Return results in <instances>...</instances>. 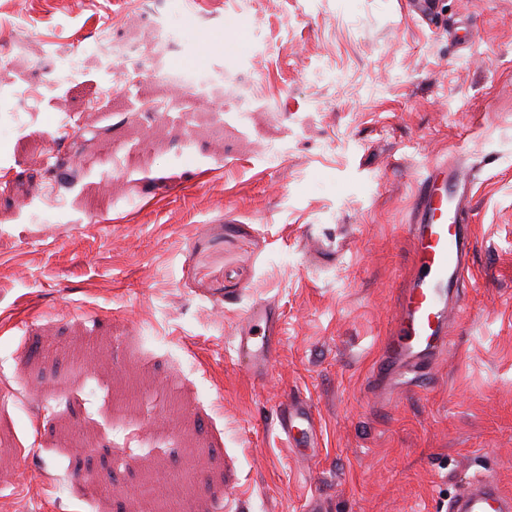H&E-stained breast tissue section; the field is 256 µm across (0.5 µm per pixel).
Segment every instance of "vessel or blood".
Segmentation results:
<instances>
[{"mask_svg":"<svg viewBox=\"0 0 512 512\" xmlns=\"http://www.w3.org/2000/svg\"><path fill=\"white\" fill-rule=\"evenodd\" d=\"M474 178L466 170L437 162L417 183L413 220L406 230L414 251V274L400 293L391 334L374 368V382L387 388L394 379L420 378L448 347L449 328L462 318L461 290L472 263L471 222ZM281 315L274 301L261 300L246 312L235 336L240 360L267 371L280 342ZM278 428L292 447L311 446L315 436L310 404L284 403ZM448 512H512L494 475L460 487Z\"/></svg>","mask_w":512,"mask_h":512,"instance_id":"obj_1","label":"vessel or blood"}]
</instances>
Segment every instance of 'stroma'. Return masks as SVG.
I'll return each mask as SVG.
<instances>
[{
  "label": "stroma",
  "instance_id": "stroma-1",
  "mask_svg": "<svg viewBox=\"0 0 512 512\" xmlns=\"http://www.w3.org/2000/svg\"><path fill=\"white\" fill-rule=\"evenodd\" d=\"M404 3L164 0L171 64L224 77L203 97L157 72L139 0H0V512H141L149 474L173 512H446L489 471L512 493V0ZM104 26L135 61L101 62ZM445 160L477 177L471 287L384 399L404 226ZM265 299L260 378L232 338ZM281 315L272 300L254 303L237 329L235 350L240 360L259 371L268 370L275 361L280 343ZM278 429L285 435L293 448L312 446L315 436L312 406L299 400L289 403L287 397L278 418Z\"/></svg>",
  "mask_w": 512,
  "mask_h": 512
}]
</instances>
